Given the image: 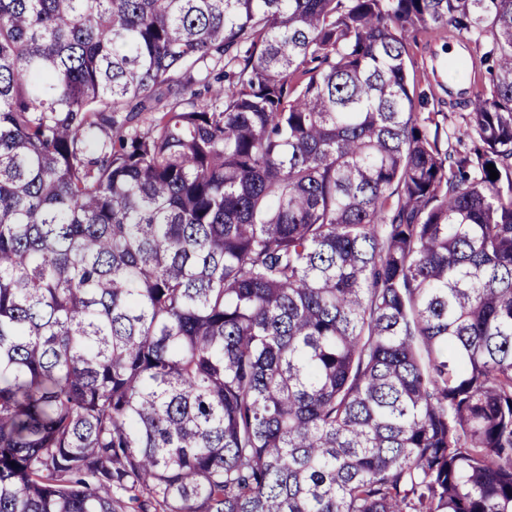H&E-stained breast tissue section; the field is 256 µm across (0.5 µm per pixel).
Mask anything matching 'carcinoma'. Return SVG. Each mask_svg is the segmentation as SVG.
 <instances>
[{
  "mask_svg": "<svg viewBox=\"0 0 512 512\" xmlns=\"http://www.w3.org/2000/svg\"><path fill=\"white\" fill-rule=\"evenodd\" d=\"M0 512H512V0H0ZM466 48L455 33L448 28L435 32H418L411 36L406 44L408 59L415 74V112L420 119L428 116L433 119L427 122L431 133L438 126V142L442 152L455 153L471 148L472 144L466 137L461 136L468 117L467 108L463 102L474 99L476 93L488 86L484 77L485 66L482 57L489 50L485 40L469 41ZM455 53V54H454ZM449 54L464 55L474 68L463 87L468 91L467 98L456 97V89L448 90V56ZM409 64V65H410ZM410 66V69H411ZM451 93V94H449ZM453 99L462 103L455 109L448 107V100Z\"/></svg>",
  "mask_w": 512,
  "mask_h": 512,
  "instance_id": "carcinoma-1",
  "label": "carcinoma"
}]
</instances>
